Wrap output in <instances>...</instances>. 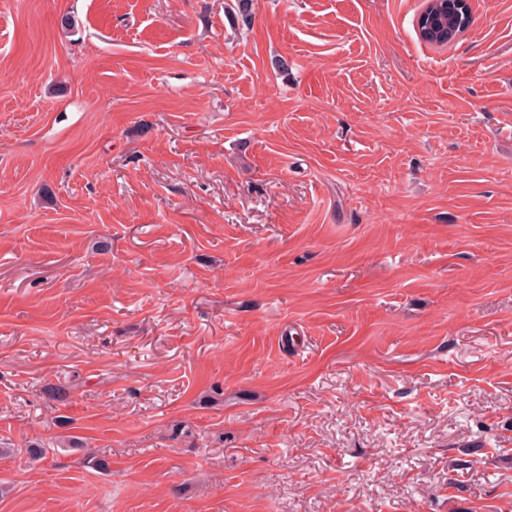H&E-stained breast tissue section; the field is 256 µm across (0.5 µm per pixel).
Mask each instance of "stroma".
<instances>
[{
	"label": "stroma",
	"mask_w": 512,
	"mask_h": 512,
	"mask_svg": "<svg viewBox=\"0 0 512 512\" xmlns=\"http://www.w3.org/2000/svg\"><path fill=\"white\" fill-rule=\"evenodd\" d=\"M0 0V512H512V0ZM470 17L469 0H448V35H454L459 26Z\"/></svg>",
	"instance_id": "obj_1"
}]
</instances>
